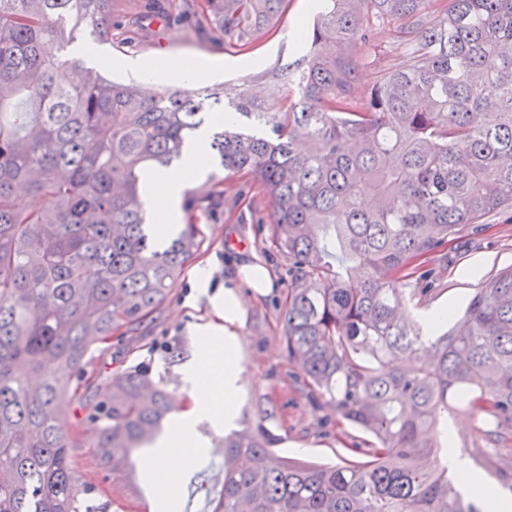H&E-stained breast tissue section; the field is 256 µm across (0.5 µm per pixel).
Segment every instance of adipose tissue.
Segmentation results:
<instances>
[{"instance_id": "ef3b65f1", "label": "adipose tissue", "mask_w": 512, "mask_h": 512, "mask_svg": "<svg viewBox=\"0 0 512 512\" xmlns=\"http://www.w3.org/2000/svg\"><path fill=\"white\" fill-rule=\"evenodd\" d=\"M207 148L206 135H198L178 165L159 169L153 174L148 200L155 213L163 216L165 223H176L181 192L187 180L199 173ZM270 285L260 260L240 265L235 277L224 284V302L218 307L223 325H207L201 329L210 341L195 359L187 380L194 394L195 412L209 416L215 423L231 420L236 413L233 402L237 394L239 338L234 325L244 311L239 289L245 286L258 291ZM192 432L190 418H181L174 429L161 439L162 451L153 458V468L169 475L179 473L191 449L197 446Z\"/></svg>"}]
</instances>
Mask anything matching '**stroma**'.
I'll list each match as a JSON object with an SVG mask.
<instances>
[{
	"label": "stroma",
	"mask_w": 512,
	"mask_h": 512,
	"mask_svg": "<svg viewBox=\"0 0 512 512\" xmlns=\"http://www.w3.org/2000/svg\"><path fill=\"white\" fill-rule=\"evenodd\" d=\"M312 21L303 0H285L276 33L258 36L251 45L239 47L209 42L194 27L178 22L171 0H112V37L98 45L97 51L105 59L120 54L129 61V68L115 67L105 72L106 77L125 83L140 82L135 67L140 60L217 57L222 67L196 80V87L259 88L266 100L274 101L286 96L291 88L285 68L301 58ZM356 55L360 61L359 87L366 91L383 71L397 66L402 58L394 27H377L370 44L358 47ZM223 188L225 196L237 197V205L215 206L202 214L204 249L194 265L185 267L157 319L142 335L113 338L109 353L95 354L94 360L116 368L141 361L151 363L155 374L172 380L176 399L192 402V389L183 375L205 342L199 329L217 320L213 305L218 286L235 274L242 258L255 255L268 268L273 286L266 294L245 296V313L237 326V418L261 423L277 437L278 450L288 457L342 463L348 456V444L363 440L364 435L348 424L336 426L332 407L308 396L288 361L282 308L289 283L288 266L271 255L255 224L256 218L273 214L274 197L258 181L237 176L224 179ZM511 265L512 222H494L475 245L461 248L435 287L414 297L406 310L416 320L443 304L451 311H463L484 279ZM198 266L207 268L211 287H196L193 274ZM175 345L183 348L180 361L166 362L167 348ZM194 428L206 442L191 459L197 468L208 471L204 491L190 493L186 474L170 477L140 469L135 477H117L119 494L110 512H160L164 507L169 512H212L211 501L221 489L222 460L212 456L210 446L225 431L202 416L196 418ZM166 483L171 484L172 492L159 497L158 487Z\"/></svg>",
	"instance_id": "35a3bbf8"
}]
</instances>
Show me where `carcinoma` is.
<instances>
[{
	"label": "carcinoma",
	"instance_id": "obj_1",
	"mask_svg": "<svg viewBox=\"0 0 512 512\" xmlns=\"http://www.w3.org/2000/svg\"><path fill=\"white\" fill-rule=\"evenodd\" d=\"M285 0H178L210 39L247 46ZM324 0L276 102L247 89L161 90L105 77L66 48L112 35V0H0V512H108V476L133 467L172 413L165 380L132 364L89 369L112 336H138L203 249L194 214L159 244L151 172L181 158L205 102L242 120L215 127L224 170L277 200L257 220L288 264V359L310 396L369 439L341 465L304 462L245 424L216 442L212 512H482L440 458L448 417L480 426L472 453L512 482V268L486 279L426 339L403 318L406 287L433 283L448 244L512 216V0ZM395 26L403 61L365 96L355 51ZM41 200L33 208L18 184ZM72 392L63 408L57 395ZM106 474L82 479L69 449L85 423Z\"/></svg>",
	"mask_w": 512,
	"mask_h": 512
}]
</instances>
